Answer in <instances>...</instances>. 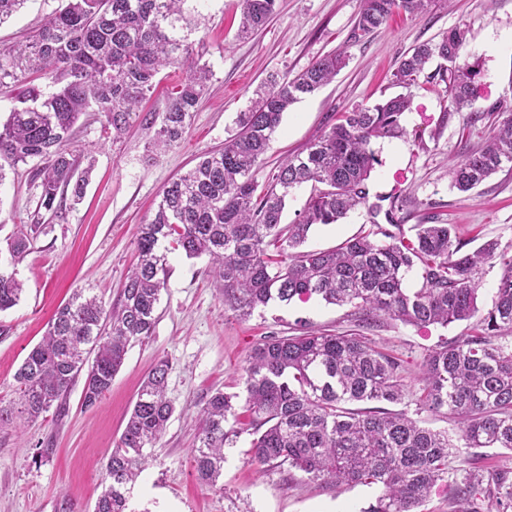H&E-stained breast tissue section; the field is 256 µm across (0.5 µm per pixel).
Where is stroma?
<instances>
[{
  "instance_id": "stroma-1",
  "label": "stroma",
  "mask_w": 512,
  "mask_h": 512,
  "mask_svg": "<svg viewBox=\"0 0 512 512\" xmlns=\"http://www.w3.org/2000/svg\"><path fill=\"white\" fill-rule=\"evenodd\" d=\"M61 0H26L0 24V47L25 40ZM361 0H276L267 24L247 38L237 28L240 0H200L201 24L192 38L213 72L193 114L184 142L167 151L152 147L154 131L133 124L120 140L102 132L99 119L84 115L75 125L74 153L92 156L94 168L82 201L65 218L44 225L31 252L17 267L24 284L19 303L0 312V405L16 403L14 375L43 336L49 320L74 289L118 303L135 260L138 228L152 219L163 187L192 168L198 157L223 147L235 118L269 77L293 78L339 49L347 66L330 84L290 107L273 135L254 177L266 183L279 162L305 150L340 113L399 94L391 74L421 43L437 42L448 29H466L465 56L482 71L471 111L512 107V0H438L419 17L394 15L360 35L355 30ZM429 62L408 88L405 136L374 143L379 162L372 194L406 199L395 218L410 229L421 218L454 225L458 240H498L512 247V170H502L469 193L451 186L450 168L480 148L495 120L471 123V111L448 109L445 85ZM30 166H18L0 182V245L27 225L39 198ZM366 208L317 228L307 246L327 249L370 228ZM168 288L157 306L155 331L133 343L112 386L94 409L81 407V386L66 398L64 413L0 425V512H55L60 495L93 512L102 493V461L118 442L145 375L157 360L170 362L168 396L175 411L135 484L130 512H363L378 494L366 486L307 484L286 472L259 471L241 434L224 451L222 488L197 477L191 450L199 444L198 412L218 390H243L242 365L252 345L271 333L286 335L296 320L345 332L354 323L347 308L312 299L273 302L239 320L224 310V297L209 271V259L170 254ZM469 324L417 328L390 323L367 336L403 360L405 382L419 386L427 350L468 333Z\"/></svg>"
}]
</instances>
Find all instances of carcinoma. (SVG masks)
Here are the masks:
<instances>
[{
    "label": "carcinoma",
    "instance_id": "cac0c4a2",
    "mask_svg": "<svg viewBox=\"0 0 512 512\" xmlns=\"http://www.w3.org/2000/svg\"><path fill=\"white\" fill-rule=\"evenodd\" d=\"M189 0H64L25 40L0 49V85L27 87L0 123V182L6 170L35 160L31 180L40 189L29 228L0 248V312L23 292L17 264L41 233L42 212L62 219L66 192L79 198L89 175L64 149L81 115L98 112L102 130L116 139L143 120L155 128V145L172 148L187 133L191 114L210 81L195 54ZM275 0H241L239 31L263 26ZM434 0H362L356 28L368 33L394 13L418 16ZM466 30L456 26L435 44L423 43L403 58L392 83L406 88L434 58L451 111L471 105L476 65L463 56ZM334 51L292 79L271 81L236 117L224 147L206 153L161 191L155 216L141 225L138 262L121 289L119 305L106 308L85 290L55 313L42 340L15 374L20 413L36 420L55 407L85 376L81 406L94 408L112 386L129 346L152 336L161 292L170 274L168 254L207 255L222 284L224 309L239 318L272 301L319 298L351 307L364 326L381 321L416 327L474 321L473 333L443 341L420 365L416 410L398 408L406 396L404 367L367 337L318 331L303 320L296 334L270 335L253 345L242 367L244 394L221 390L200 411L199 445L192 449L198 478L215 487L224 476V449L242 432L252 436L250 461L260 470L287 469L290 477L379 490L363 512H420L429 492L448 482L463 448L512 451V254L495 240L462 251L451 224L422 219L403 233L395 212L404 201H370L369 181L378 163L374 142L406 134L401 124L410 99L402 94L343 112L305 151L288 157L259 185L260 167L283 113L329 84L346 66ZM185 69L163 112H141L165 69ZM54 91L43 96L33 79ZM484 146L453 165L452 185L469 193L512 165V110ZM311 192L299 219L282 223L290 191ZM389 201L388 209L382 202ZM358 206L372 218L385 213L392 228L373 223L333 249L302 251L311 229L334 224ZM497 261L502 273L495 299L478 305L479 271ZM419 269L416 288L406 276ZM170 364L159 360L144 379L119 442L105 456L107 485L94 512H127L130 486L144 468L174 413L167 396ZM429 412L453 420L454 435L421 418ZM230 428H225L226 423ZM453 512H512V470L464 469L452 482Z\"/></svg>",
    "mask_w": 512,
    "mask_h": 512
}]
</instances>
